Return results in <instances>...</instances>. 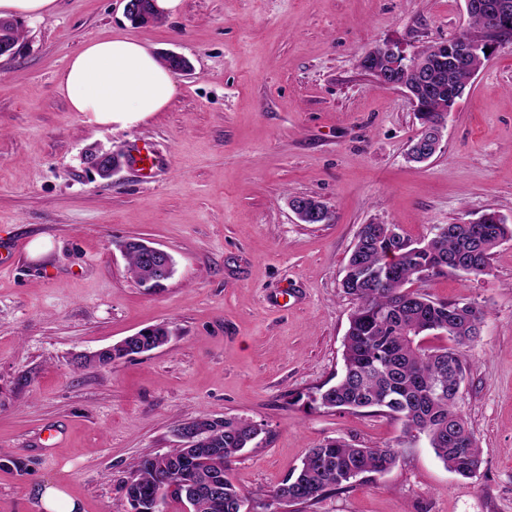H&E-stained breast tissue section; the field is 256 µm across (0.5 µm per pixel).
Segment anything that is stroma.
Here are the masks:
<instances>
[{
    "instance_id": "obj_1",
    "label": "stroma",
    "mask_w": 512,
    "mask_h": 512,
    "mask_svg": "<svg viewBox=\"0 0 512 512\" xmlns=\"http://www.w3.org/2000/svg\"><path fill=\"white\" fill-rule=\"evenodd\" d=\"M18 26L20 52L0 58V512H37L30 492L46 482L80 512H128L133 462L176 447L181 424L224 416L265 429L231 470L248 512H269V491L332 439L399 460L299 512H512V240L490 274L412 284L487 312L458 398L481 448L474 476L400 420L307 400L342 367L354 304L341 281L361 225L418 239L490 211L512 224V38L416 165L410 99L359 59L470 30L465 0H183L141 27L122 0H59ZM118 35L193 66L165 111L129 127L87 122L56 80L85 42ZM143 141L162 159L152 182L87 163ZM293 195L323 201L331 221L300 223ZM133 237L172 255L163 288L129 274ZM156 325L171 335L153 351L76 362Z\"/></svg>"
}]
</instances>
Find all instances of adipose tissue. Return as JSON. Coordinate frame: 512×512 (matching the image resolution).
<instances>
[{
  "label": "adipose tissue",
  "mask_w": 512,
  "mask_h": 512,
  "mask_svg": "<svg viewBox=\"0 0 512 512\" xmlns=\"http://www.w3.org/2000/svg\"><path fill=\"white\" fill-rule=\"evenodd\" d=\"M58 86L70 111L100 125L144 120L177 93L170 70L141 42L123 36L86 42L59 73Z\"/></svg>",
  "instance_id": "obj_1"
}]
</instances>
